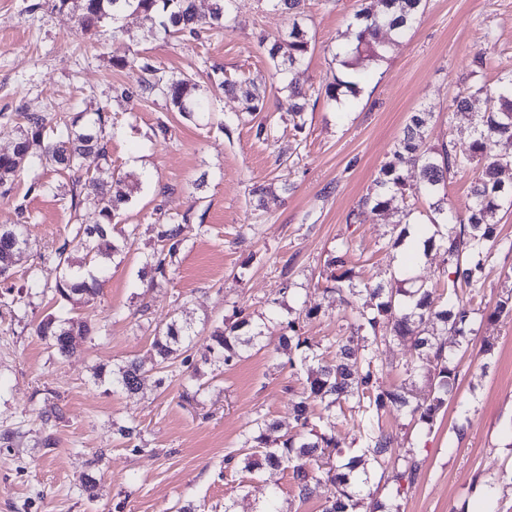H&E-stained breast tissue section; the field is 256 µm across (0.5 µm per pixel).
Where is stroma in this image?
Instances as JSON below:
<instances>
[{"instance_id":"stroma-1","label":"stroma","mask_w":512,"mask_h":512,"mask_svg":"<svg viewBox=\"0 0 512 512\" xmlns=\"http://www.w3.org/2000/svg\"><path fill=\"white\" fill-rule=\"evenodd\" d=\"M359 0H307L312 48L288 79L314 91L342 69L333 58L346 43ZM233 27L197 38L166 37L157 22L125 14L119 34L84 36L69 10L50 0H0V152L10 151L30 107L49 122L106 107L119 133L109 145L114 169L142 181L121 221L138 225L132 242L108 264L94 303L69 307L52 293L32 297L26 311L0 307V512H178L191 503L198 512H260L278 491V512H323L335 488L321 482L309 499H298L290 471L259 473L225 469L248 422L276 420L271 437L293 432L291 407L315 362L289 366L278 351L281 325L299 319L316 353L344 335L343 304L324 297L319 285L330 250L348 247L356 285L388 284L408 262L394 243L392 213L358 212L381 166L411 115L432 113L426 141L452 143L467 152L472 128L467 115L449 116L453 97L465 87L478 51L486 63L479 81L495 85L512 68V0H427L422 17L379 60L362 61L358 89L347 106L319 101L295 134L284 93L269 90L264 110L276 128L272 141L258 139L254 123L238 121L239 99L212 82L214 68L234 80L264 79L271 70L265 46L288 27L267 0H235ZM495 41L484 45L485 31ZM140 54L165 75H184L206 89L212 121L190 120L165 101L140 97L143 74L114 67V59ZM128 89L119 97L117 89ZM42 182L57 190H39ZM69 179L51 170L31 172L10 201H0V224L16 222L14 207L26 205L32 242L13 268L23 283L31 271L54 283V263H40L82 224L96 223L92 209L72 210ZM273 186L258 200L252 190ZM188 217L185 240L169 279L149 285L138 277L147 255L159 249L156 226L165 214ZM239 307L265 325L260 346L220 371L201 366L203 391L183 395L181 365L163 373V384L146 381L135 393L113 392L96 381L95 366L127 358L153 359L152 343L171 318L208 335ZM77 313L100 326L67 358H58L34 332L46 315ZM478 338L491 352L458 349L446 337L459 365L454 398L434 425L406 412L383 414L379 424L411 448L421 469L413 484L369 482L362 504L381 501L399 512H512V316L476 322ZM383 383L424 390L425 374H407L408 346L383 344ZM63 412L42 444L38 412L44 401ZM135 422L139 436L120 435ZM464 427L457 437L455 427ZM99 481L96 498L82 486Z\"/></svg>"}]
</instances>
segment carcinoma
I'll return each mask as SVG.
<instances>
[{
	"label": "carcinoma",
	"instance_id": "obj_1",
	"mask_svg": "<svg viewBox=\"0 0 512 512\" xmlns=\"http://www.w3.org/2000/svg\"><path fill=\"white\" fill-rule=\"evenodd\" d=\"M235 0H213L206 14L198 11L196 0H52L63 10L72 8L76 30L97 33L115 23L127 12L157 17L167 36L195 37L207 31H228L232 28ZM288 14V34L278 38L268 48L273 63L272 83L283 81L286 71L302 64L311 50L308 31L299 22L304 14L305 0H270ZM425 0H377V5L363 3L356 14V23L348 43L334 57L344 56L341 65L355 69L362 57L377 59L386 49V40L404 37L411 24L424 11ZM117 67L132 66L146 75L141 84L142 94L161 97L172 107L192 119L212 111V105L199 85L186 77L159 73L151 60L140 55L114 62ZM355 83L337 78L319 87L311 95L293 83L280 87L287 93L290 121L296 132L305 130L310 103L324 99L339 102L345 92H354ZM219 87L226 93L241 97L242 112L253 116L264 108L265 88L254 80L223 78ZM464 112L473 123V140L469 153L459 156L448 146L428 147L423 128L427 112L411 116L402 137L395 143L388 161L380 168L373 187L360 200V207L372 213L388 210L398 196L411 194L430 199L429 211L423 221L433 227L424 247L435 249L443 262L452 268L448 280V296L439 301L425 284L399 280L390 288L378 285L360 293L353 288L352 269L347 267V250L339 247L326 260L327 286L324 293L341 297L349 312L348 334L336 338L335 356L320 363L309 376L302 395L292 408L296 434L286 438L281 446H269L267 432L276 424L256 419L245 432L240 456L225 459L226 468L256 473L264 467H284L292 472L295 496L305 500L312 496L315 485L326 479L336 486V498L323 512H351L360 506L357 492L375 473L396 484L413 483L420 469L412 450L377 423L382 414L406 411L419 422L433 425L439 411L456 386L458 364L436 335L428 333V324L437 325L455 337L457 345H469L474 315L475 291L485 265L502 242L495 234L497 212L506 204L512 205V186L505 184L499 174L502 165L512 161V70L504 72L495 86L472 82L465 92L455 96L448 105V119ZM23 130L12 152L0 154V197H7L15 180L24 171L51 169L66 173L71 180L70 206L77 210L91 207L99 216L96 224H81L74 238L84 253V262L74 264L70 258L71 241H64L54 253L40 260H52L61 272L53 286L41 283L37 274L29 276L19 287L11 282L8 264L16 255L14 245L30 247L24 224L0 225V306L22 310L30 305L32 291L51 290L54 297L71 302L75 299L88 304L99 292L98 275L106 271L107 260L122 251L137 235L138 225L119 224L120 209L139 189L140 182L129 173L112 168L108 143L118 130L111 116L99 108L92 115L83 112L71 120L47 127V117L37 111L23 109ZM42 143L41 151L30 153V142ZM410 160L417 168L416 180L407 182L402 164ZM479 174L470 188L465 213L460 215L448 203V176L470 166ZM90 172L98 175V191L92 197L82 192V177ZM187 217L170 216L160 225L162 249L146 262L154 277L166 278L168 259L174 257L184 240ZM512 314V287L505 290L494 308L486 314L491 321ZM235 320H224L215 327L205 346L204 362L222 369L240 360L243 354L257 346L264 335L262 327L251 323L245 310L234 312ZM36 335L45 340L55 354L66 357L72 353L75 338L95 333L94 327L83 318L61 319L53 314L42 318L35 326ZM198 335L189 327L173 320L165 332L153 342L155 360L151 368L135 359L123 360L112 366V391L136 392L148 373L161 371L174 362L186 367L183 389L185 394H198L201 386L195 383L197 368L192 350ZM411 340L413 359L407 371H425L431 386L424 393L383 385V368L379 363V345L387 339ZM279 347L288 352V364L296 366L294 354L309 344L301 336L298 321L290 320L279 336ZM320 401L324 411L332 413L344 405L360 414L363 433V452L344 458L333 430L323 425L324 416L315 415L310 402Z\"/></svg>",
	"mask_w": 512,
	"mask_h": 512
}]
</instances>
